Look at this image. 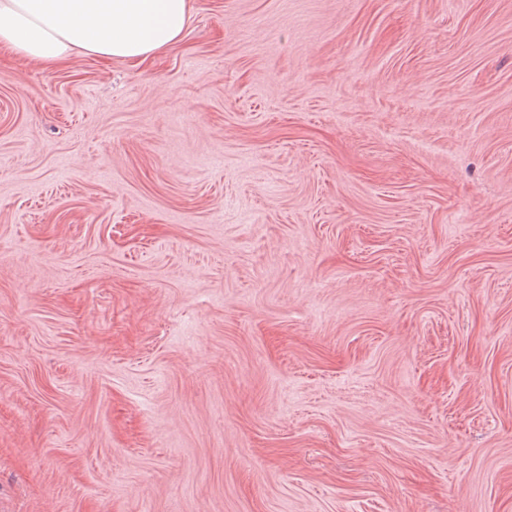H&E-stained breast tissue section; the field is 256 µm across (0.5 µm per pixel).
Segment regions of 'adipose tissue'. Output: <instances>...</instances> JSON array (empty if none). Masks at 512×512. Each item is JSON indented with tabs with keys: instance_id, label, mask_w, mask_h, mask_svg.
Segmentation results:
<instances>
[{
	"instance_id": "1",
	"label": "adipose tissue",
	"mask_w": 512,
	"mask_h": 512,
	"mask_svg": "<svg viewBox=\"0 0 512 512\" xmlns=\"http://www.w3.org/2000/svg\"><path fill=\"white\" fill-rule=\"evenodd\" d=\"M189 19V0H0V50L47 69L78 53L143 62Z\"/></svg>"
}]
</instances>
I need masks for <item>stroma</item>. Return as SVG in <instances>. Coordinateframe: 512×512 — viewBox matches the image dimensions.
Segmentation results:
<instances>
[{"instance_id": "stroma-1", "label": "stroma", "mask_w": 512, "mask_h": 512, "mask_svg": "<svg viewBox=\"0 0 512 512\" xmlns=\"http://www.w3.org/2000/svg\"><path fill=\"white\" fill-rule=\"evenodd\" d=\"M0 512H512V0L1 54Z\"/></svg>"}]
</instances>
